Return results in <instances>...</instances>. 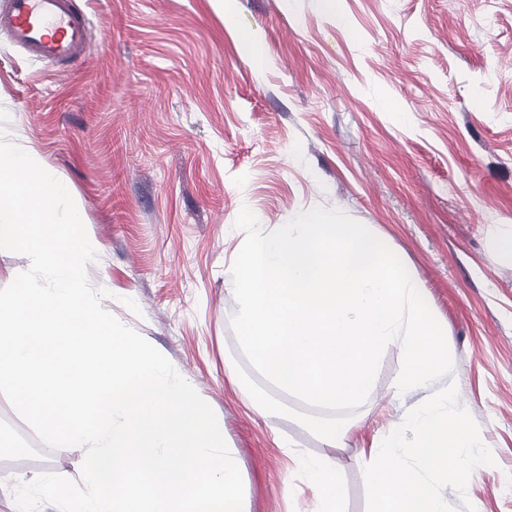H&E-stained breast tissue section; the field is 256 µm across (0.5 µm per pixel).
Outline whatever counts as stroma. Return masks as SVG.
<instances>
[{"instance_id":"35a3bbf8","label":"stroma","mask_w":512,"mask_h":512,"mask_svg":"<svg viewBox=\"0 0 512 512\" xmlns=\"http://www.w3.org/2000/svg\"><path fill=\"white\" fill-rule=\"evenodd\" d=\"M96 53L30 61L0 32L6 137L34 149L87 219L102 306L150 340L224 423L245 512H316L299 466L328 452L297 420L261 415L229 371L242 208L276 230L317 206L384 238L441 325L448 379L494 465L453 506L512 512V0H79ZM266 44L264 69L235 31ZM386 349L334 454L344 512H367L368 448L425 401L398 394ZM434 387V388H435ZM0 512L17 482L79 480L85 451L42 447L0 394Z\"/></svg>"}]
</instances>
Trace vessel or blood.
<instances>
[{
  "label": "vessel or blood",
  "mask_w": 512,
  "mask_h": 512,
  "mask_svg": "<svg viewBox=\"0 0 512 512\" xmlns=\"http://www.w3.org/2000/svg\"><path fill=\"white\" fill-rule=\"evenodd\" d=\"M0 30L36 59H83L96 47L73 0H0Z\"/></svg>",
  "instance_id": "1"
}]
</instances>
